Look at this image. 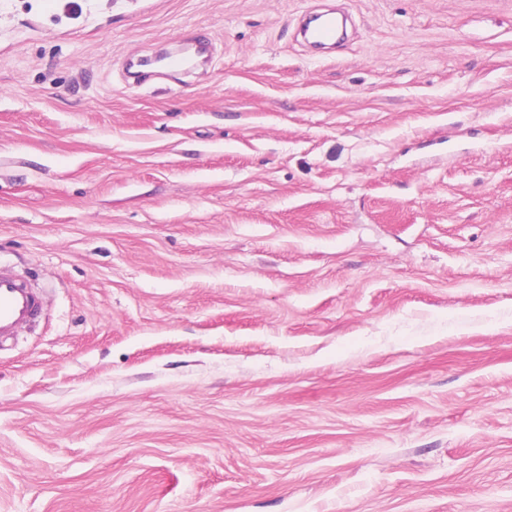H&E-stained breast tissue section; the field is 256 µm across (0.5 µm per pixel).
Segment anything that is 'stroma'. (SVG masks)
Returning a JSON list of instances; mask_svg holds the SVG:
<instances>
[{
    "label": "stroma",
    "mask_w": 512,
    "mask_h": 512,
    "mask_svg": "<svg viewBox=\"0 0 512 512\" xmlns=\"http://www.w3.org/2000/svg\"><path fill=\"white\" fill-rule=\"evenodd\" d=\"M44 2L0 0V264L44 293L0 512H512V0ZM305 34L316 45L334 43L337 38L336 20L330 16L321 17L315 25L307 27ZM208 41L192 38L186 44L177 45L171 52L155 59H144L143 65L155 66L173 71H190L194 66L195 54L207 49Z\"/></svg>",
    "instance_id": "35a3bbf8"
}]
</instances>
